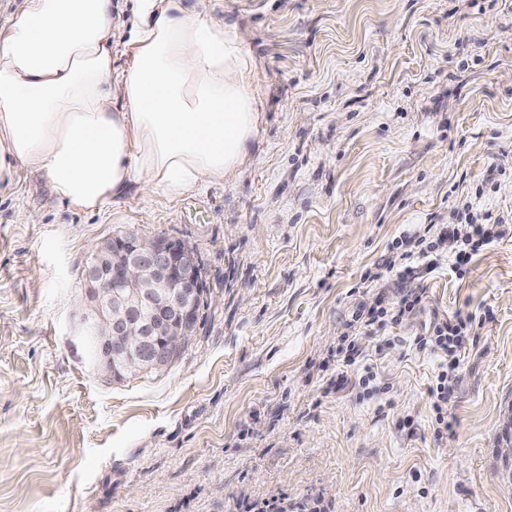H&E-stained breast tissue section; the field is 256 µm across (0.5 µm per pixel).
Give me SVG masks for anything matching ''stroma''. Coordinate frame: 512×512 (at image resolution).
I'll use <instances>...</instances> for the list:
<instances>
[{
    "label": "stroma",
    "mask_w": 512,
    "mask_h": 512,
    "mask_svg": "<svg viewBox=\"0 0 512 512\" xmlns=\"http://www.w3.org/2000/svg\"><path fill=\"white\" fill-rule=\"evenodd\" d=\"M187 6L247 38L253 160L100 213L27 171L0 197V512H512V0ZM472 212L505 235L464 274L444 246L434 272L387 271L401 237ZM127 230L194 247L207 304L167 370L107 382L71 313L91 248ZM410 292L414 315L372 321ZM455 315L475 324L441 436L440 358L410 339Z\"/></svg>",
    "instance_id": "stroma-1"
}]
</instances>
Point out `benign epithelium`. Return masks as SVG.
<instances>
[{
    "label": "benign epithelium",
    "mask_w": 512,
    "mask_h": 512,
    "mask_svg": "<svg viewBox=\"0 0 512 512\" xmlns=\"http://www.w3.org/2000/svg\"><path fill=\"white\" fill-rule=\"evenodd\" d=\"M83 280L71 342L84 347L96 320L98 352L88 365L98 377L161 371L194 336L203 275L186 242L134 230L111 236L92 250Z\"/></svg>",
    "instance_id": "benign-epithelium-1"
}]
</instances>
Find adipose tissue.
<instances>
[{
    "instance_id": "ef3b65f1",
    "label": "adipose tissue",
    "mask_w": 512,
    "mask_h": 512,
    "mask_svg": "<svg viewBox=\"0 0 512 512\" xmlns=\"http://www.w3.org/2000/svg\"><path fill=\"white\" fill-rule=\"evenodd\" d=\"M127 68L112 0H25L0 26V194L20 169L95 213L138 185L176 197L249 165L264 104L244 34L183 0H133ZM129 2V5L127 3ZM130 1L112 0V53L115 67L123 69L127 64V56L122 54L123 45L129 37L130 29ZM115 53V54H114Z\"/></svg>"
}]
</instances>
